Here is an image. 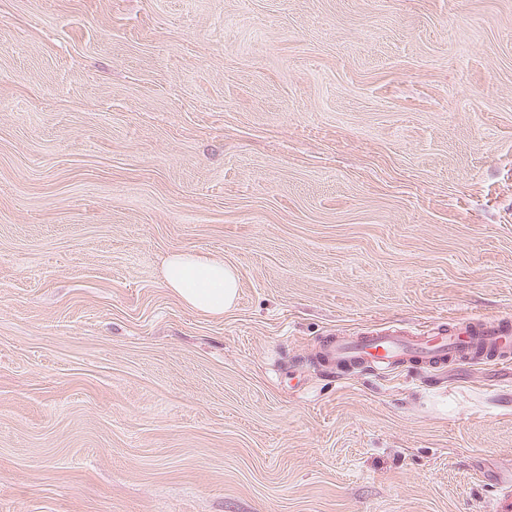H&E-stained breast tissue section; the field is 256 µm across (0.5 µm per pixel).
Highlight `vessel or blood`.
I'll return each instance as SVG.
<instances>
[{
    "label": "vessel or blood",
    "instance_id": "b4317fda",
    "mask_svg": "<svg viewBox=\"0 0 512 512\" xmlns=\"http://www.w3.org/2000/svg\"><path fill=\"white\" fill-rule=\"evenodd\" d=\"M320 357L339 368L366 365L384 373L406 364L435 368L455 361L507 367L512 365V323L471 318L415 334L385 328L366 336H336L322 345Z\"/></svg>",
    "mask_w": 512,
    "mask_h": 512
}]
</instances>
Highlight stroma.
Instances as JSON below:
<instances>
[{
    "instance_id": "1",
    "label": "stroma",
    "mask_w": 512,
    "mask_h": 512,
    "mask_svg": "<svg viewBox=\"0 0 512 512\" xmlns=\"http://www.w3.org/2000/svg\"><path fill=\"white\" fill-rule=\"evenodd\" d=\"M236 266L219 318L164 262ZM512 320V0H0V512H491L512 369L338 334Z\"/></svg>"
}]
</instances>
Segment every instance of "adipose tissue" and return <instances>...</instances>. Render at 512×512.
Listing matches in <instances>:
<instances>
[{
  "label": "adipose tissue",
  "instance_id": "1",
  "mask_svg": "<svg viewBox=\"0 0 512 512\" xmlns=\"http://www.w3.org/2000/svg\"><path fill=\"white\" fill-rule=\"evenodd\" d=\"M239 272L231 265L192 252L169 258L164 283L187 307L211 317L223 316L238 297Z\"/></svg>",
  "mask_w": 512,
  "mask_h": 512
}]
</instances>
